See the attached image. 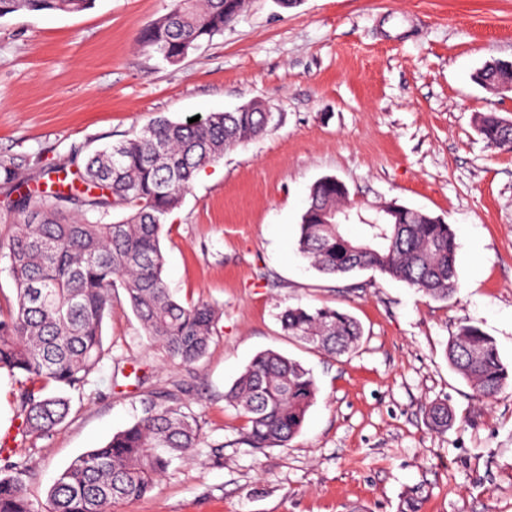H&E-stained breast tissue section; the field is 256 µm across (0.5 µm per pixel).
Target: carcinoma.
Masks as SVG:
<instances>
[{
    "instance_id": "1",
    "label": "carcinoma",
    "mask_w": 512,
    "mask_h": 512,
    "mask_svg": "<svg viewBox=\"0 0 512 512\" xmlns=\"http://www.w3.org/2000/svg\"><path fill=\"white\" fill-rule=\"evenodd\" d=\"M95 0H0V16L27 11L80 13ZM248 0H171L167 13L142 31L139 47L179 62L201 42L222 32ZM493 62L475 79L495 84ZM273 113L248 103L189 123L161 118L131 138L83 154L74 150L56 167L22 182L17 164L0 159V213L12 225L0 237L7 253L16 301L0 305V370L17 384L18 434L37 438L63 424L73 394H83L106 356L103 324L123 290L149 340L171 361L192 364L204 357L218 322L205 303L184 305L168 291L160 238L196 173L224 152L266 133ZM477 130L494 149L512 150L505 118L482 114ZM120 218L106 221L112 212ZM354 216L348 192L336 178L316 181L299 224L297 247L317 271L342 277L371 269L400 280L435 300L459 287L458 243L448 224L429 214L399 212L391 201L362 222L351 238L327 215ZM281 325L290 336L332 355L351 352L362 337L359 323L329 306L289 307ZM448 362L475 395L491 400L512 381L495 342L479 327L462 325L447 349ZM318 394L312 373L276 351L257 354L235 380L226 400L246 421L253 448H286L304 424ZM143 415L112 434L102 446L76 456L48 490L49 512H111L118 502L147 497L174 461L201 441L198 417L171 398L142 400ZM427 422L448 428L444 402L426 407ZM28 460L4 459L0 512H37L26 494Z\"/></svg>"
}]
</instances>
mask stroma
<instances>
[{"label": "stroma", "mask_w": 512, "mask_h": 512, "mask_svg": "<svg viewBox=\"0 0 512 512\" xmlns=\"http://www.w3.org/2000/svg\"><path fill=\"white\" fill-rule=\"evenodd\" d=\"M168 5L95 0L76 14L0 17V158L21 176L159 116L182 122L251 101L276 115L195 177L162 231L173 297L219 313L202 359H167L117 298L95 386L61 427L27 440L16 436L14 382L0 373V446L28 459L29 498L47 512L59 472L140 418L151 391L194 411L202 443L146 499L111 512H512V387L479 399L446 355L471 324L512 365V152L476 130L478 113L512 118V93L474 79L489 61L512 62V0H250L176 64L137 44ZM324 176L342 181L363 215L394 200L449 224L454 295L313 269L296 238ZM321 305L360 322L351 353L283 331L285 308ZM265 350L301 362L319 389L286 448L244 444L245 420L225 399ZM435 400L452 414L443 432L426 420Z\"/></svg>", "instance_id": "1"}]
</instances>
